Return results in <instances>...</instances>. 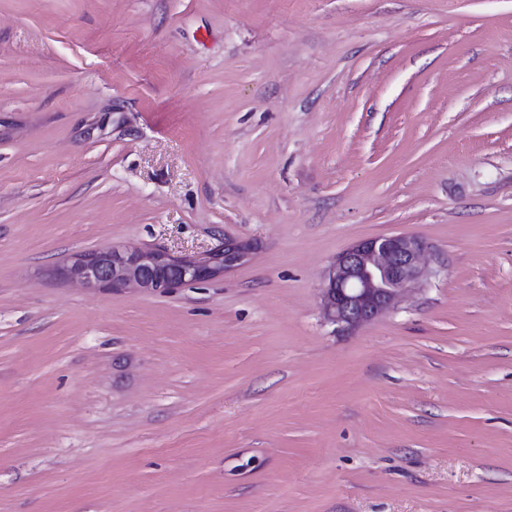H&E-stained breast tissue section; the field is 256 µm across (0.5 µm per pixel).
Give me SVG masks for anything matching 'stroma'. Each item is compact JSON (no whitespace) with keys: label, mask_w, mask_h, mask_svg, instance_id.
<instances>
[{"label":"stroma","mask_w":512,"mask_h":512,"mask_svg":"<svg viewBox=\"0 0 512 512\" xmlns=\"http://www.w3.org/2000/svg\"><path fill=\"white\" fill-rule=\"evenodd\" d=\"M398 233L427 277L327 324ZM0 512H512V0H0ZM426 243L400 233L360 240L326 269L321 288L325 320L351 330L394 306L427 276ZM249 251L235 240L225 239L224 249L205 262L174 259L164 251L130 250L112 244L76 255L60 275L87 288H140L167 292L187 282L210 280L244 263Z\"/></svg>","instance_id":"obj_1"}]
</instances>
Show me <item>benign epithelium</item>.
Returning <instances> with one entry per match:
<instances>
[{"mask_svg": "<svg viewBox=\"0 0 512 512\" xmlns=\"http://www.w3.org/2000/svg\"><path fill=\"white\" fill-rule=\"evenodd\" d=\"M425 251L426 243L407 233L372 237L350 246L325 271L321 288L325 320L340 330H351L394 306L427 276L422 263ZM248 257L246 246L231 239L204 262L174 259L164 251L107 245L75 256L60 275L87 288L167 292L187 282L222 276Z\"/></svg>", "mask_w": 512, "mask_h": 512, "instance_id": "7a95c632", "label": "benign epithelium"}]
</instances>
